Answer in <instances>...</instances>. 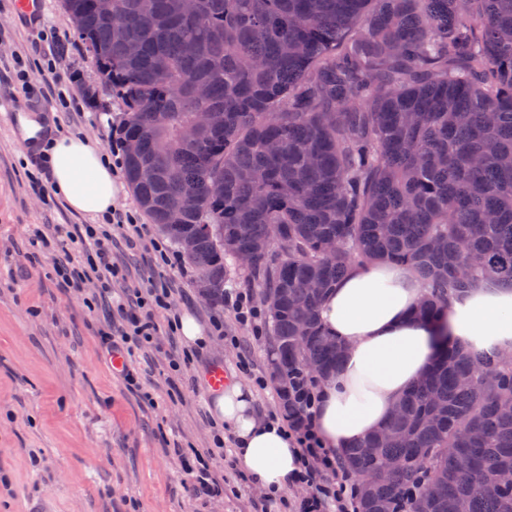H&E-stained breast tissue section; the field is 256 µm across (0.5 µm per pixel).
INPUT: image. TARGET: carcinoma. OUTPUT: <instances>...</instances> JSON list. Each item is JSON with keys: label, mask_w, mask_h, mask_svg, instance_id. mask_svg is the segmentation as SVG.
Returning a JSON list of instances; mask_svg holds the SVG:
<instances>
[{"label": "carcinoma", "mask_w": 512, "mask_h": 512, "mask_svg": "<svg viewBox=\"0 0 512 512\" xmlns=\"http://www.w3.org/2000/svg\"><path fill=\"white\" fill-rule=\"evenodd\" d=\"M121 100L129 182L224 303L241 253L291 383L339 373L319 305L352 267H407L434 321L512 286V0H65ZM207 90L199 99L198 91ZM213 114L196 143L180 139ZM166 114L159 127L154 116ZM181 215L169 223V213ZM512 369L448 342L339 453L359 512H512ZM431 482L436 496L420 485Z\"/></svg>", "instance_id": "cac0c4a2"}]
</instances>
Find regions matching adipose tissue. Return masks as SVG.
Here are the masks:
<instances>
[{"instance_id": "obj_1", "label": "adipose tissue", "mask_w": 512, "mask_h": 512, "mask_svg": "<svg viewBox=\"0 0 512 512\" xmlns=\"http://www.w3.org/2000/svg\"><path fill=\"white\" fill-rule=\"evenodd\" d=\"M17 122L22 145L47 156L52 187L72 211L90 217L111 211L121 186L100 148L53 132L35 112L19 114ZM421 294L408 269L385 263L354 267L327 292L320 321L347 347L338 376L321 385L315 412L327 447L344 450L386 422L396 401L431 369L440 331L463 345L512 352L511 288L474 284L432 322L411 316ZM211 413L230 428L239 461L263 489L276 494L293 482L299 450L282 424L256 419L246 386L225 387Z\"/></svg>"}]
</instances>
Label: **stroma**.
I'll return each mask as SVG.
<instances>
[{"mask_svg":"<svg viewBox=\"0 0 512 512\" xmlns=\"http://www.w3.org/2000/svg\"><path fill=\"white\" fill-rule=\"evenodd\" d=\"M65 48L61 66L72 77L73 112L44 101L37 62L48 37ZM32 60L28 88L7 82L13 55ZM20 112L51 113L58 132L87 133L113 154L124 113L101 78L94 57L75 30L63 0H42L34 28L16 14L15 0H0V512H254L266 501L271 512L310 493L290 486L266 500L243 466H230L232 435L207 462L224 481L222 495L189 488L170 447L206 453L215 435L209 413L214 397L212 369L227 383L251 385L259 417L285 412L272 379L269 334L254 337L232 310L212 305L196 286L197 270L176 279L178 313H191L209 336L205 347L186 349L166 328L168 311L158 310L155 347L137 353L133 367L142 385L130 391L101 355L111 299L97 281L78 293L62 288L54 274L57 254L32 243V231L58 224H83L86 216L45 204L29 187L33 157L15 132ZM112 261L126 284L165 269L151 265L142 248L130 247L124 228L112 230ZM188 354L179 371L169 358Z\"/></svg>","mask_w":512,"mask_h":512,"instance_id":"stroma-1","label":"stroma"}]
</instances>
